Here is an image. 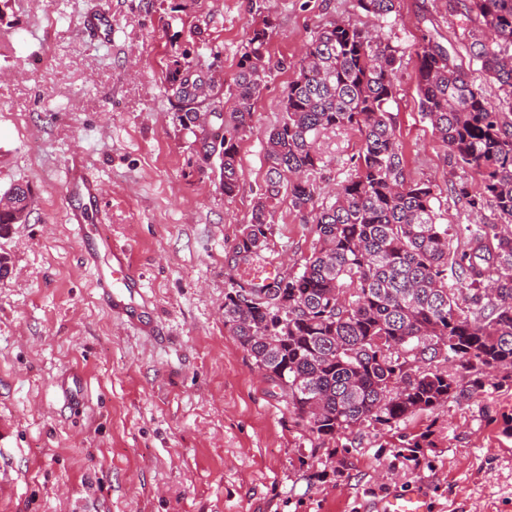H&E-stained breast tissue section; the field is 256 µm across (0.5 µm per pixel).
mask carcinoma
<instances>
[{
	"label": "carcinoma",
	"mask_w": 512,
	"mask_h": 512,
	"mask_svg": "<svg viewBox=\"0 0 512 512\" xmlns=\"http://www.w3.org/2000/svg\"><path fill=\"white\" fill-rule=\"evenodd\" d=\"M396 4L356 0L378 20ZM467 15L480 26L470 61L499 83L498 104L425 34L419 107L483 184L479 197L465 183L454 192L474 209L493 202L511 224L512 0H468ZM269 27L252 31L228 84L224 134L211 146L228 198L238 188L239 140L265 83ZM396 65L395 50L365 28L332 20L316 32L288 83L282 119L266 135L265 191L235 246L245 260L262 251L286 192L311 215L313 252L297 273L224 294V325L323 443L512 383V232L479 224L452 248L448 225L436 223L432 185L405 172L390 111ZM168 80L181 103L209 100L206 83L188 72L176 68ZM336 129L359 133L360 148L334 201L319 205L307 174L322 163L318 139Z\"/></svg>",
	"instance_id": "cac0c4a2"
}]
</instances>
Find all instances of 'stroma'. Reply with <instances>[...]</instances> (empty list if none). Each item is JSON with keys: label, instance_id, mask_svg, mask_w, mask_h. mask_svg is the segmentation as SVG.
<instances>
[{"label": "stroma", "instance_id": "1", "mask_svg": "<svg viewBox=\"0 0 512 512\" xmlns=\"http://www.w3.org/2000/svg\"><path fill=\"white\" fill-rule=\"evenodd\" d=\"M96 0H9L0 17V194L32 190L27 223L0 237V512H377L422 491L430 512H512V386L421 411L385 430L360 426L318 445L278 387L224 325L239 282L235 245L265 190L266 131L281 118L294 66L322 24L369 19L355 0H111L112 40L81 33ZM465 0H399L378 26L397 52L395 133L406 173L432 184L438 223L498 224L453 191H483L419 108L418 52L433 35L470 62ZM269 21L265 85L239 144V187L225 197L219 161L183 128L174 65L209 79L207 112L224 109L251 29ZM357 132L324 136L320 201L348 179ZM81 158L102 184L113 241L127 247L153 298L155 334L111 316L67 220L66 171ZM316 236L281 196L261 255L300 271ZM79 370L84 397L60 380ZM430 432L432 447L404 440Z\"/></svg>", "mask_w": 512, "mask_h": 512}]
</instances>
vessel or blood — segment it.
I'll use <instances>...</instances> for the list:
<instances>
[{
	"label": "vessel or blood",
	"instance_id": "b4317fda",
	"mask_svg": "<svg viewBox=\"0 0 512 512\" xmlns=\"http://www.w3.org/2000/svg\"><path fill=\"white\" fill-rule=\"evenodd\" d=\"M83 33L93 41L112 37L111 11L104 5L92 8L83 19ZM67 191L80 202L70 209L67 219L72 224L83 249V257L95 274V284L102 300L118 316L135 319L148 308L146 292L135 271L129 250L113 243L105 225L99 224L101 184L89 176L84 164L72 162L67 171ZM275 268L263 261L243 268L242 279L254 285L272 281ZM424 497L408 493L390 498L382 512H428Z\"/></svg>",
	"mask_w": 512,
	"mask_h": 512
}]
</instances>
